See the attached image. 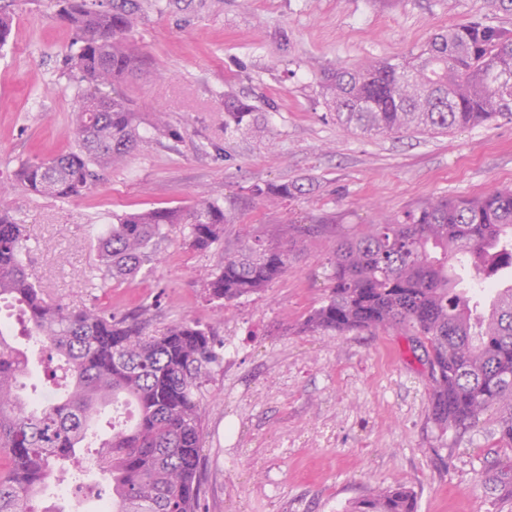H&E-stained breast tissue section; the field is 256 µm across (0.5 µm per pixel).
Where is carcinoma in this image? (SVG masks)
Listing matches in <instances>:
<instances>
[{
	"label": "carcinoma",
	"mask_w": 512,
	"mask_h": 512,
	"mask_svg": "<svg viewBox=\"0 0 512 512\" xmlns=\"http://www.w3.org/2000/svg\"><path fill=\"white\" fill-rule=\"evenodd\" d=\"M57 3L75 32L67 60L87 83L75 106L78 149L23 162L19 181L34 195L70 199L93 185L97 169L123 161L141 139L137 113L115 85L141 70L144 55L133 40L138 0ZM324 98L338 124L367 135L512 118V31L463 21L397 62L329 72ZM224 111L238 126L254 108L226 94ZM299 192L294 183L254 189L276 200ZM228 222L224 205L211 199L117 215L98 237V270L105 280L137 276L178 224L188 228L191 248L207 251L221 243ZM293 230L283 226L278 247L255 242L224 253L204 277L208 298L222 305L280 278ZM27 254L25 226L0 207V301L23 314L21 335L46 358L48 377L62 384L50 403L23 397L20 377L28 356L0 328V512H38L41 492L59 472L82 489L87 470L71 464L85 453L112 487L110 512H201V387L218 362L209 329L180 319L153 332L145 308L119 318L96 305L53 302L36 285ZM450 260L485 281L512 268V190L432 199L336 240L330 286L304 326L341 335L404 330L428 366L432 423L443 432L465 433L495 405L500 442L512 447V285H490L489 313L477 315ZM121 399L137 406L138 421L114 424L103 438L96 418L102 406ZM349 512L417 510L413 494L397 485L370 493Z\"/></svg>",
	"instance_id": "obj_1"
}]
</instances>
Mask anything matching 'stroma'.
Segmentation results:
<instances>
[{
	"label": "stroma",
	"mask_w": 512,
	"mask_h": 512,
	"mask_svg": "<svg viewBox=\"0 0 512 512\" xmlns=\"http://www.w3.org/2000/svg\"><path fill=\"white\" fill-rule=\"evenodd\" d=\"M133 32L146 74L120 92L142 123L165 113L173 136L147 140L103 170L79 198L13 186L22 161L76 150L74 107L85 84L66 59L74 32L55 0H15L0 49V206L26 226L29 258L49 299L117 314L156 302L151 330L191 319L239 346L201 388L206 512H348L373 490L402 485L417 512H500L495 471L512 467L494 412L463 438L429 418L427 368L393 329L334 335L299 325L325 297L336 238L433 197L512 188V121L446 132L366 136L338 125L324 73L418 51L472 15L512 29V12L481 0H140ZM254 107L226 130L224 94ZM296 182L268 202L255 186ZM235 217L221 245L191 249L176 227L151 271L96 276L97 238L113 216L187 207L200 198ZM306 227L288 270L225 307L207 302L204 274L224 251L258 237L278 243Z\"/></svg>",
	"instance_id": "35a3bbf8"
}]
</instances>
